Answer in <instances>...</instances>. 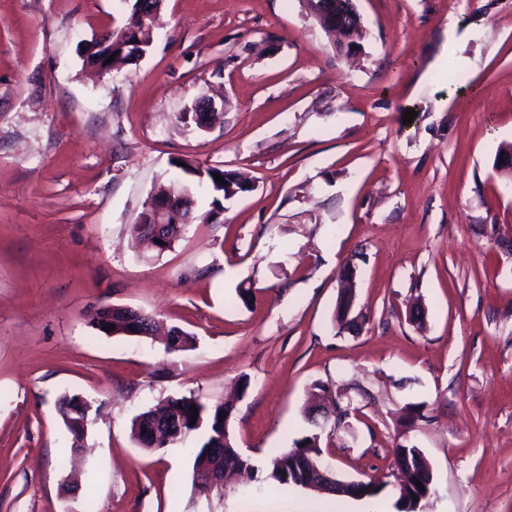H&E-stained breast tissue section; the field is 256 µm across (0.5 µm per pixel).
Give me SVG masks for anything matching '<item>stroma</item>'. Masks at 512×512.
<instances>
[{
	"label": "stroma",
	"instance_id": "1",
	"mask_svg": "<svg viewBox=\"0 0 512 512\" xmlns=\"http://www.w3.org/2000/svg\"><path fill=\"white\" fill-rule=\"evenodd\" d=\"M356 7L349 59L301 0H165L146 55L92 74L82 45L129 0H0V512H397L400 444L432 470L423 512H512V0ZM446 70L463 91L434 82ZM202 98L219 120L179 122ZM178 159L252 189L170 249L137 245ZM349 269L356 332L334 321ZM109 304L195 345L101 332ZM244 374L230 430L252 464L311 431L322 384L352 412L321 460L381 492L234 478L204 495L183 445L132 439L162 398L211 406ZM65 393L103 405L71 463Z\"/></svg>",
	"mask_w": 512,
	"mask_h": 512
}]
</instances>
